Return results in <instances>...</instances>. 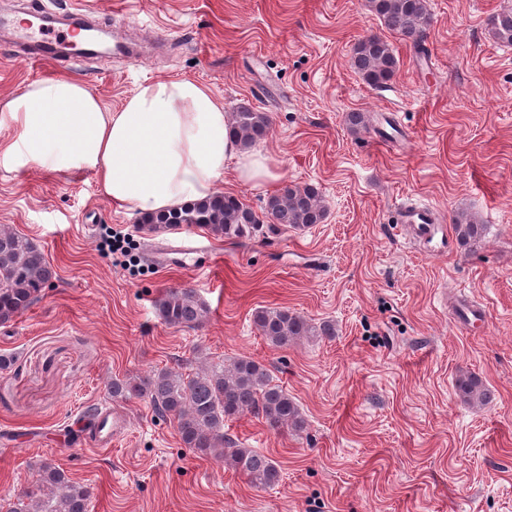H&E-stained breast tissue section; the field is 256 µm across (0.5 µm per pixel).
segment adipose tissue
Wrapping results in <instances>:
<instances>
[{"label":"adipose tissue","mask_w":512,"mask_h":512,"mask_svg":"<svg viewBox=\"0 0 512 512\" xmlns=\"http://www.w3.org/2000/svg\"><path fill=\"white\" fill-rule=\"evenodd\" d=\"M0 118L16 132L0 158L93 173L114 204L146 215L209 197L229 166L243 184L276 179L266 156L230 137L223 104L188 78L142 85L113 112L83 81L55 77L10 97Z\"/></svg>","instance_id":"adipose-tissue-1"}]
</instances>
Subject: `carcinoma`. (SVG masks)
<instances>
[{
  "label": "carcinoma",
  "mask_w": 512,
  "mask_h": 512,
  "mask_svg": "<svg viewBox=\"0 0 512 512\" xmlns=\"http://www.w3.org/2000/svg\"><path fill=\"white\" fill-rule=\"evenodd\" d=\"M373 10L392 33L420 44L429 22L427 0H369ZM494 36L512 46V12H501L491 19ZM351 65L368 85L379 86L390 80L398 59L390 44L380 35H368L355 42ZM271 116L248 106L231 113L230 134L244 147L263 139L270 130ZM326 206L317 187L286 184L268 197L263 215L234 195L215 196L180 208L144 216L141 223L149 232L178 227H200L226 241H237L270 231L304 230L322 223ZM463 245L481 239V224L458 220L453 225ZM54 271L44 253L26 236L0 229V322L6 323L25 313L50 285ZM162 320L175 327H193L207 313L206 305L190 288H171L157 301ZM253 321L261 336L276 347H287L303 338L335 335L329 321L313 323L286 307L265 308L254 313ZM460 399L484 404L490 390L475 374H462L455 382ZM114 399L145 397L153 411L172 418L182 444L204 457L222 461L243 474L254 488H269L281 480L275 458L245 448L224 433L227 422L251 414L272 430L301 433L307 420L295 399L283 387L272 383L262 363L239 357L231 363L204 365L185 374L161 369L146 377H125L109 383ZM39 485L27 491L7 512H88L90 487L71 480L56 465L39 464Z\"/></svg>",
  "instance_id": "1"
}]
</instances>
